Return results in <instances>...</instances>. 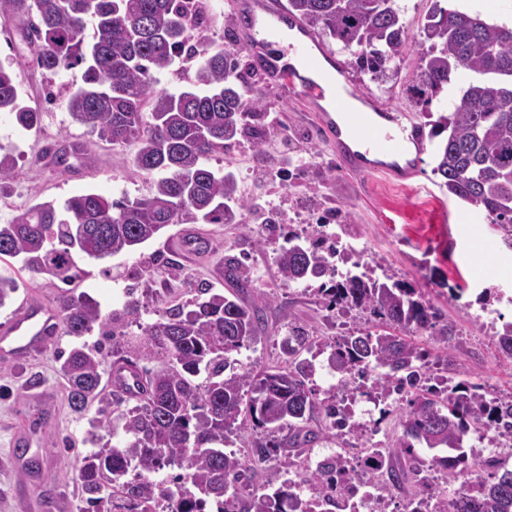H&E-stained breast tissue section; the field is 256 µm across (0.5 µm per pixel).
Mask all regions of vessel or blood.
<instances>
[{"label":"vessel or blood","mask_w":512,"mask_h":512,"mask_svg":"<svg viewBox=\"0 0 512 512\" xmlns=\"http://www.w3.org/2000/svg\"><path fill=\"white\" fill-rule=\"evenodd\" d=\"M236 11L242 28L241 44L259 68L273 74L303 98L313 102L322 99L324 89L314 78L320 60L313 51V33L288 16L279 0H237ZM286 34L291 37L289 48L297 55L298 65L279 64L267 53L270 40ZM383 118L385 123L380 126L366 112H347L340 118L332 112L318 114L328 142L336 149L346 169L368 180L378 175L394 178L415 175L420 164L418 155L425 150L420 124L403 122L394 112L384 113ZM346 130L357 136L362 151L350 150L342 140L341 135ZM411 143L416 146L417 157L396 163V156L404 155ZM60 335L55 310L26 302L14 314L0 320V359L16 364L29 361L55 344Z\"/></svg>","instance_id":"1"}]
</instances>
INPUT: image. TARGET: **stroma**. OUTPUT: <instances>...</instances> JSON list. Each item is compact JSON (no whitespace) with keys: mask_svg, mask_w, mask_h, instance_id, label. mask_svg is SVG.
<instances>
[{"mask_svg":"<svg viewBox=\"0 0 512 512\" xmlns=\"http://www.w3.org/2000/svg\"><path fill=\"white\" fill-rule=\"evenodd\" d=\"M18 20L0 17V64L11 67L24 102L42 114L36 130L24 132L8 113L0 114V145L15 147L16 178L0 191V223L19 210L43 200L64 201L87 192L108 198L146 195L150 178L127 161L128 149L98 141L74 122L66 108L67 97L82 83L81 68L45 74L34 64L31 47L16 33ZM327 54L340 61L358 94L375 104L419 116L417 66L422 52L412 44L405 60L377 81L355 66V55L334 40H323ZM263 123L270 135L287 133L292 154L315 153V164L305 175L270 183H255L249 139L212 159L213 167L233 170L248 203H270L284 216L276 229L254 221L243 224H177L156 239L105 259L78 258L76 291L88 293L103 313L121 308L119 289L137 285L146 297L143 321H155L172 301L190 299L198 286L228 292L225 278L229 260L241 261L251 285L241 298L264 308L267 323L260 340L241 348L237 358L245 368L260 372L284 364L283 340L288 327L297 324L321 336H340L362 327L356 312L338 311L326 316L313 293L319 280L300 284L284 282L273 261L272 250L257 251L254 241L282 242L288 232L315 234L316 219L341 212L333 224L342 241L358 242L360 257L376 276H389L426 292L428 299L448 318L454 337L448 351L461 366L502 393H512V359L496 344L495 325L489 316L497 310L501 322H512V249L506 248L483 212L449 196L432 175L434 140H427L421 175L407 179L375 178L364 183L345 170L317 123L316 106L293 95L287 86L265 81ZM74 142L87 145L79 173L54 166L48 148ZM208 244L191 262H184L175 241L185 230ZM98 333L83 338L62 337L26 364L0 363V512H41L43 499L57 505L56 512H79L78 455L90 452L88 417L70 411L59 374L62 352L79 343L94 344ZM362 435L346 436L342 447L360 457L377 441L401 436L400 412L371 407L362 415ZM28 434L31 458L40 462L42 479L24 473L12 459L11 443L18 432ZM320 448H284L279 460L261 464L257 483L270 485L295 477L320 456Z\"/></svg>","mask_w":512,"mask_h":512,"instance_id":"1","label":"stroma"}]
</instances>
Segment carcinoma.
Wrapping results in <instances>:
<instances>
[{"label":"carcinoma","instance_id":"obj_1","mask_svg":"<svg viewBox=\"0 0 512 512\" xmlns=\"http://www.w3.org/2000/svg\"><path fill=\"white\" fill-rule=\"evenodd\" d=\"M288 14L319 35L356 49L357 67L380 80L401 63L409 31L396 0H287ZM0 14L23 20L20 37L37 43V67L57 74L84 66L83 84L67 109L73 121L113 146L131 147L129 162L152 177L146 195L108 199L88 192L63 205L38 202L0 224V260L21 258L23 268L69 285L76 257L104 259L157 238L174 224H238L251 206L230 172L210 165L212 157L251 135L253 157L263 160L266 129L251 124L262 116L260 74L242 47L205 42L201 29L212 17L204 0H0ZM93 34L84 36L86 19ZM417 90L431 104L450 82L452 71L475 78L464 87L452 112L426 119L447 138L437 144L432 174L440 188L481 210L503 241L512 245V28L477 14L452 10L431 0L421 27ZM195 66L188 86L158 93V75L175 60ZM0 112L31 130L41 113L22 104L12 71L0 67ZM18 168L12 149L0 145V186ZM283 281L322 279L315 289L325 310L349 309L368 317L364 330L336 338L312 336L288 327V366L254 373L236 366L233 353L260 339L264 318L235 296L199 288L193 298L166 308L142 323L145 303L127 289L122 308L105 317L97 301L73 290L57 299L62 334L82 337L99 331L102 342L75 346L60 370L71 411L83 415L97 406L89 441L97 430L122 429L120 446H99L78 456L80 512H193L206 502L219 512H303L300 489L320 490L329 465L307 468L298 479L271 493L253 488L255 464L278 456L280 448L311 446L321 439L360 433L347 421L336 393L310 383L314 368L298 361L301 351H329L330 370L344 381L364 382L360 395L387 397L394 387L403 435L387 451L379 489L393 493L409 483L411 499H429L433 512H512V469L496 453L473 461L461 453L470 435L508 423L507 396L467 379L429 384L428 354L412 336L426 332L449 342L452 327L418 288L386 276L374 278L358 261L341 273L325 252L323 236L290 233L276 249ZM12 274H0V308L18 291ZM137 325L141 333L127 332ZM498 347L512 359V322L496 333ZM116 357L133 370L138 391L104 396L106 360ZM206 374L205 381L197 378ZM135 405H130V402ZM317 410L325 431L307 427ZM261 428L251 455L225 451L229 436ZM435 451L427 462L415 444ZM181 470L173 488L161 489L148 475ZM444 474L437 491L430 472Z\"/></svg>","mask_w":512,"mask_h":512}]
</instances>
